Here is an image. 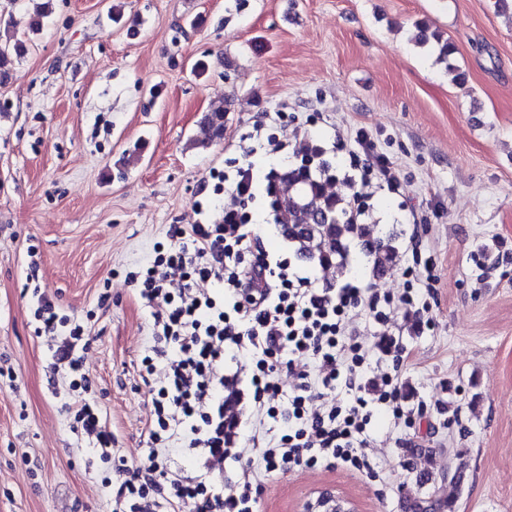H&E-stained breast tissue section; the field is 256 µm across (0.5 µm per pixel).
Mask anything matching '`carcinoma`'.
Returning a JSON list of instances; mask_svg holds the SVG:
<instances>
[{
	"mask_svg": "<svg viewBox=\"0 0 512 512\" xmlns=\"http://www.w3.org/2000/svg\"><path fill=\"white\" fill-rule=\"evenodd\" d=\"M20 39L0 44V85L8 83L14 61L22 56ZM224 105H214L200 121L194 143L207 147L223 137ZM335 177L334 167L314 147L302 154L301 163L280 174L274 204L280 230L296 255L324 266L336 267L343 277L349 271L348 243L363 242L365 254L378 272L396 261L398 249L391 241L373 240L365 224L347 220L345 201L326 192L325 182Z\"/></svg>",
	"mask_w": 512,
	"mask_h": 512,
	"instance_id": "obj_1",
	"label": "carcinoma"
}]
</instances>
